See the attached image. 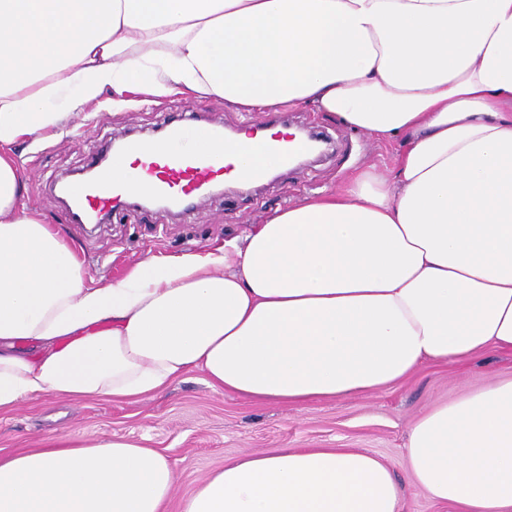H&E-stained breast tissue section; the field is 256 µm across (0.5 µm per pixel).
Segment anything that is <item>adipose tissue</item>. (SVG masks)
Here are the masks:
<instances>
[{"mask_svg": "<svg viewBox=\"0 0 512 512\" xmlns=\"http://www.w3.org/2000/svg\"><path fill=\"white\" fill-rule=\"evenodd\" d=\"M127 95L283 105L398 142L387 174L276 210L223 248L88 284L13 146ZM274 152L224 148L245 182ZM512 352V0H0V412L43 395L152 396L201 371L258 403L400 386L423 365ZM404 478L359 448L225 461L180 512H403L405 486L512 512V378L433 405ZM160 452L51 434L0 458V512H163Z\"/></svg>", "mask_w": 512, "mask_h": 512, "instance_id": "1", "label": "adipose tissue"}]
</instances>
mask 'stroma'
Instances as JSON below:
<instances>
[{"label":"stroma","instance_id":"1","mask_svg":"<svg viewBox=\"0 0 512 512\" xmlns=\"http://www.w3.org/2000/svg\"><path fill=\"white\" fill-rule=\"evenodd\" d=\"M214 118L231 130L260 125L266 112H239L212 98L171 96L152 104L89 108L73 115L61 135L15 146L26 172L24 207L61 225L78 248L85 278L118 277L149 255L205 252L241 236L276 209L336 190L353 172L384 168L399 145L369 139L308 108L291 110L288 124L324 132L330 142L320 161L279 174L249 191L228 188L204 195L183 213L156 208L114 211L99 226L71 222L54 203L58 179L86 168L89 157L114 138L150 135L168 120ZM512 378V353L488 351L471 362L430 364L392 390L324 400L305 407L256 404L209 387L192 370L168 390L137 400L92 398L72 404L50 395L0 413V455L40 447L58 430L86 441L125 438L154 448L174 462L181 480L167 512H178L190 493L225 459L267 448H362L399 467L412 422L434 404L500 379Z\"/></svg>","mask_w":512,"mask_h":512}]
</instances>
